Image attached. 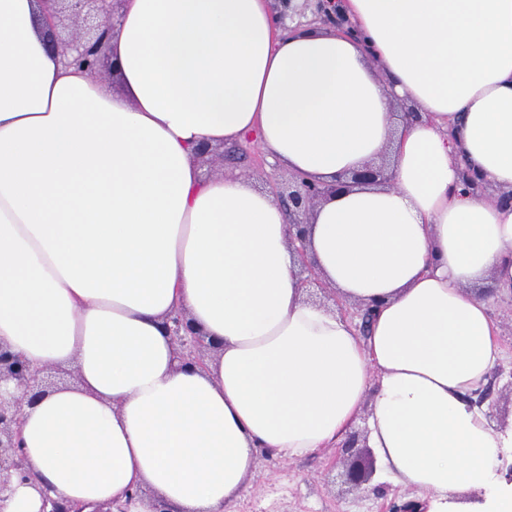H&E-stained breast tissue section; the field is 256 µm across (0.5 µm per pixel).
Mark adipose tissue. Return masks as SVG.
<instances>
[{
    "instance_id": "1",
    "label": "adipose tissue",
    "mask_w": 512,
    "mask_h": 512,
    "mask_svg": "<svg viewBox=\"0 0 512 512\" xmlns=\"http://www.w3.org/2000/svg\"><path fill=\"white\" fill-rule=\"evenodd\" d=\"M361 32L284 33L268 0H125L119 91L47 46L39 0H0V344L78 382L25 408L41 490L128 512H234L261 450L302 457L365 424L381 473L430 512H512L494 484L512 420L470 404L501 356L512 293V0H338ZM414 108L398 115L394 102ZM256 136L316 180L389 155L392 187L318 205L307 251L361 336L308 300L286 210L247 178H204L202 143ZM185 312L218 349L180 366Z\"/></svg>"
}]
</instances>
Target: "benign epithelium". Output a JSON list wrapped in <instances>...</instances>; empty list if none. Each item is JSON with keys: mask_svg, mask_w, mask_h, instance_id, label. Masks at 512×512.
Returning <instances> with one entry per match:
<instances>
[{"mask_svg": "<svg viewBox=\"0 0 512 512\" xmlns=\"http://www.w3.org/2000/svg\"><path fill=\"white\" fill-rule=\"evenodd\" d=\"M55 4L45 15L48 28V42L51 50L65 59L96 75L105 63L106 43L115 27L113 0H51ZM315 18L331 23L343 34L357 37L358 31L336 10L335 0H314ZM198 162L213 165L224 160V148L212 147L207 143L196 149ZM391 185V173L386 161L372 162L362 168L348 172L334 184L316 182L301 175L293 174L288 180V189L278 186L272 193L288 209L291 218L290 245L294 246L301 261V271L305 277L301 284H319V275L314 263L307 256L301 242L305 238V226L309 223L314 208L342 187L353 185ZM335 305L344 314L361 320L360 328L365 330L374 310L352 307L340 301ZM173 326L167 328L177 346L178 354L188 363L202 367L211 343L196 332L191 322L183 314L172 318ZM48 369L33 368L7 345L0 344V381H12L15 391L12 394L0 393V500L11 491L13 480H28L26 458L20 438V424L23 409L32 406L54 388L48 380ZM346 482L361 486L370 482L377 472V461L368 449H358V436L351 435L343 445ZM43 498L41 512H84V506L51 498L47 491H40Z\"/></svg>", "mask_w": 512, "mask_h": 512, "instance_id": "benign-epithelium-1", "label": "benign epithelium"}]
</instances>
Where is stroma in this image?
Here are the masks:
<instances>
[{
  "label": "stroma",
  "mask_w": 512,
  "mask_h": 512,
  "mask_svg": "<svg viewBox=\"0 0 512 512\" xmlns=\"http://www.w3.org/2000/svg\"><path fill=\"white\" fill-rule=\"evenodd\" d=\"M262 151L255 139L240 142L234 159L223 167H203L204 177L236 174L252 178L258 187L271 180L286 181L287 170L266 164L256 171L254 164ZM491 314L499 331L502 348L496 378L488 399L491 413L501 420L512 419V300L495 301ZM330 449L296 459H258L252 474V490L238 501L236 512H377L379 503H402L407 487L377 476L371 483L354 488L346 484L341 471H328Z\"/></svg>",
  "instance_id": "stroma-1"
}]
</instances>
